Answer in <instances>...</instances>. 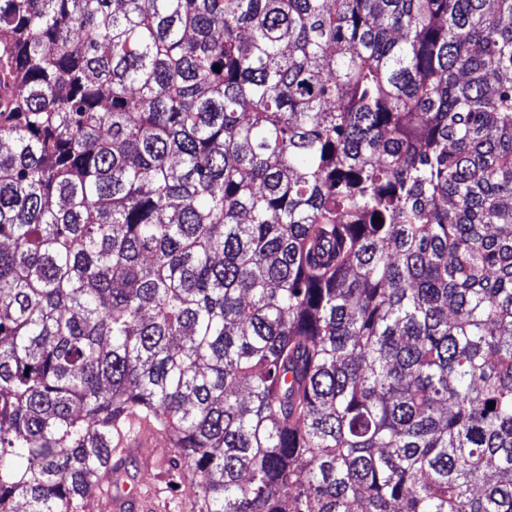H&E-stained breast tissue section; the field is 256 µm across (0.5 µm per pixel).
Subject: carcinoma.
I'll return each mask as SVG.
<instances>
[{"mask_svg": "<svg viewBox=\"0 0 512 512\" xmlns=\"http://www.w3.org/2000/svg\"><path fill=\"white\" fill-rule=\"evenodd\" d=\"M136 426L200 512H512V0H0V512Z\"/></svg>", "mask_w": 512, "mask_h": 512, "instance_id": "1", "label": "carcinoma"}]
</instances>
